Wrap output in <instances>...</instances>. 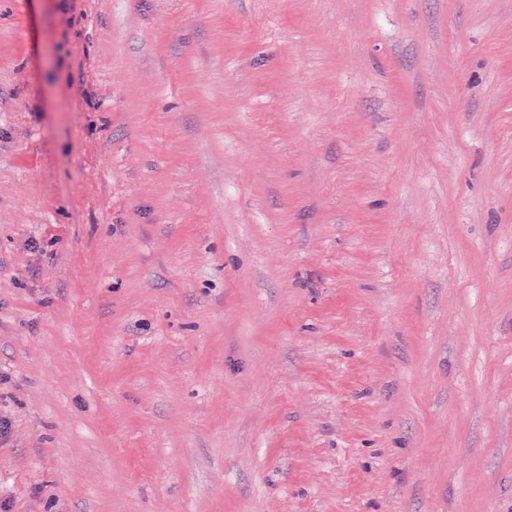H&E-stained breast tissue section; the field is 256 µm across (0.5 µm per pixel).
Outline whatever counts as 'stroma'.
I'll list each match as a JSON object with an SVG mask.
<instances>
[{
    "instance_id": "35a3bbf8",
    "label": "stroma",
    "mask_w": 512,
    "mask_h": 512,
    "mask_svg": "<svg viewBox=\"0 0 512 512\" xmlns=\"http://www.w3.org/2000/svg\"><path fill=\"white\" fill-rule=\"evenodd\" d=\"M11 512H512V0H0Z\"/></svg>"
}]
</instances>
